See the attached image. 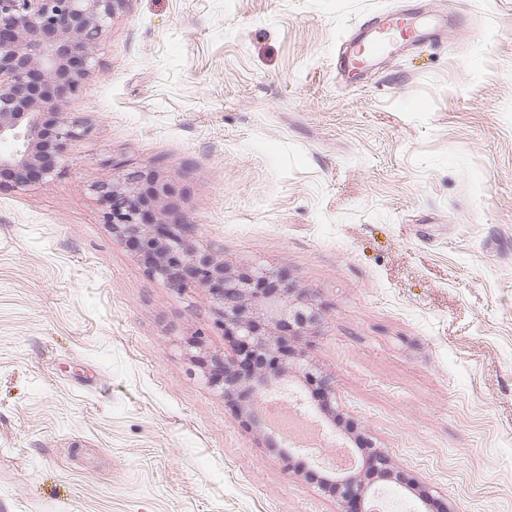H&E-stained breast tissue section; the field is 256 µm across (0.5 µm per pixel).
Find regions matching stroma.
Instances as JSON below:
<instances>
[{"mask_svg": "<svg viewBox=\"0 0 512 512\" xmlns=\"http://www.w3.org/2000/svg\"><path fill=\"white\" fill-rule=\"evenodd\" d=\"M405 0H125L69 97L93 131L48 183L0 176V512H349L285 434L223 396L211 295L103 220L125 164L224 260L323 313L287 386L322 454L369 439L407 512H512V0H415L440 38L350 86L341 44Z\"/></svg>", "mask_w": 512, "mask_h": 512, "instance_id": "35a3bbf8", "label": "stroma"}]
</instances>
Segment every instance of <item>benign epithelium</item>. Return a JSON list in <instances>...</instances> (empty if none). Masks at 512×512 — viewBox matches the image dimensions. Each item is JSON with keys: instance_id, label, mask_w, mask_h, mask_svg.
Segmentation results:
<instances>
[{"instance_id": "1", "label": "benign epithelium", "mask_w": 512, "mask_h": 512, "mask_svg": "<svg viewBox=\"0 0 512 512\" xmlns=\"http://www.w3.org/2000/svg\"><path fill=\"white\" fill-rule=\"evenodd\" d=\"M124 0H0V171L15 183L50 181L54 159L86 139L91 126L64 116L63 100L77 93L96 69L103 33ZM105 204L113 235L145 250L149 273L176 290L203 288L212 294L224 332L236 339L240 358H213L204 377L224 396L244 385L259 405L293 372L305 381L320 374L301 353L285 358L279 331L312 333L322 320L313 299L281 271L254 266L244 276L229 271L213 245L193 249L186 244L189 224H169L170 186L156 171L118 167L112 179L92 186ZM336 493L359 512H378L377 488L364 484L355 463L330 468Z\"/></svg>"}]
</instances>
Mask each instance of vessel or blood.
<instances>
[{"instance_id": "vessel-or-blood-1", "label": "vessel or blood", "mask_w": 512, "mask_h": 512, "mask_svg": "<svg viewBox=\"0 0 512 512\" xmlns=\"http://www.w3.org/2000/svg\"><path fill=\"white\" fill-rule=\"evenodd\" d=\"M397 25V36L402 45H414L433 39L434 31L419 13L406 10L397 14L384 13L364 27L358 28L354 37L339 50L337 73L343 84H352L368 65L392 53L379 35L382 28Z\"/></svg>"}]
</instances>
